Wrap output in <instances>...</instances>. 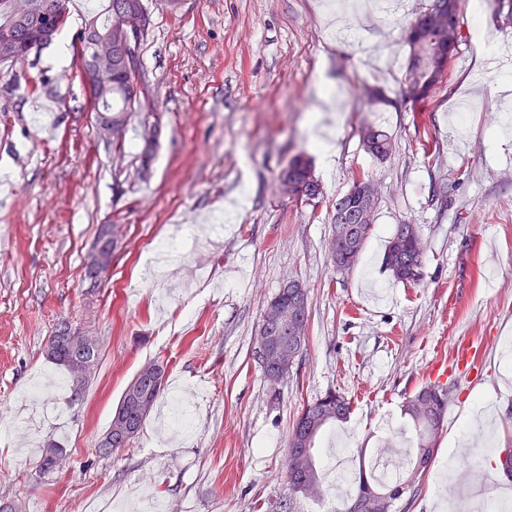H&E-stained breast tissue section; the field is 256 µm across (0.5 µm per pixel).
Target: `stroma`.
Segmentation results:
<instances>
[{"label":"stroma","instance_id":"1","mask_svg":"<svg viewBox=\"0 0 512 512\" xmlns=\"http://www.w3.org/2000/svg\"><path fill=\"white\" fill-rule=\"evenodd\" d=\"M143 0L151 24L135 109L117 139L99 134L76 61L47 51L0 65V499L24 512H88L109 499L136 512L142 489L167 512H343L344 493H292L288 435L326 391L347 422L319 438L325 481L355 479L389 436L415 440L403 407L423 385L448 389L437 458L406 512H475L450 495L452 449L468 481L512 448V114L490 77L477 26L512 44V0H484L445 83L413 109L400 80L404 30L431 0ZM345 41L331 43L336 29ZM382 89L384 101L364 91ZM333 135L331 169L314 158L323 198L284 197L278 175L312 151L310 122ZM369 121L393 140L387 159L361 143ZM156 130L143 162L142 133ZM379 188L374 230L347 272L331 265L332 204L357 172ZM112 227V271L98 288L84 263L98 225ZM425 247L418 283L382 267L395 225ZM309 295L306 345L278 389L256 358L267 303L283 282ZM90 327L101 363L79 401L65 386L37 417L40 442L66 450L39 475L15 424L30 388L55 367L43 347L60 322ZM167 365L162 404L179 386L203 393L184 435L147 420L129 446L97 443L126 385L149 361Z\"/></svg>","mask_w":512,"mask_h":512}]
</instances>
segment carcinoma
<instances>
[{
  "label": "carcinoma",
  "instance_id": "1",
  "mask_svg": "<svg viewBox=\"0 0 512 512\" xmlns=\"http://www.w3.org/2000/svg\"><path fill=\"white\" fill-rule=\"evenodd\" d=\"M51 4L47 9L50 18L57 22L59 32H64L69 18V0H46ZM446 0H433V5L423 13V19L431 26L430 35H440L448 39V44H459L463 39L461 15L466 0H452V11L448 14V27H442L436 17V5ZM42 27L33 19H25L21 25L18 39L19 51L25 56L37 54L45 42L40 40ZM431 58L429 49L424 48L419 54L408 53L401 80V94L404 100L413 105L427 102L429 92L445 82L447 72H438L434 85L426 83L430 74ZM138 70L127 72L120 69L112 77V106L130 112L135 101L126 93L131 84L137 83ZM376 140L365 144V148L377 160L385 159L392 150L391 137L381 129H375ZM292 175L293 188L291 193L301 194L308 199H319L323 196L321 185L309 181L308 173L313 169L311 158L304 152L293 156L288 161ZM370 179L364 172H359L353 179L350 189L336 197L332 204L334 209L355 210L357 207V185ZM373 231L372 225H366L365 239L348 252L344 258L342 271L353 269L362 256L367 239ZM421 237L416 225L398 224L388 240L383 255V265L392 278L402 283H417L422 276L421 263L414 260L420 254ZM113 241L105 239L102 230H97L92 245L90 260L103 258L102 267L92 271L85 267L84 276L90 280L104 275L110 267L109 255L112 253ZM100 343L98 337L86 328L74 329L67 333L55 328L45 344L44 356L51 363L63 368L69 378L72 400H77L82 390L91 382L100 364ZM167 366L159 360L151 361L141 367L133 379L127 384L120 400L112 412V419L103 439L106 447L98 448L104 455L109 449L124 448L143 430L147 419L159 404L165 391ZM437 385L421 387L407 402L404 415L412 422L416 432V446L412 457L391 479L384 480L375 474L374 469H360L355 494L351 497L346 512H356L358 503L369 494L378 493L375 512H393L395 504L409 494H414L416 487L425 477L435 461L438 453L436 434L442 430L448 411V394L437 395ZM350 414L349 402L339 393L329 391L316 400L307 403L298 414L289 433L286 453V474L290 490L294 493L316 494L325 493V482L319 464L316 440L330 425L347 420ZM64 448L56 441H48L43 445L41 453V469L53 471L62 460Z\"/></svg>",
  "mask_w": 512,
  "mask_h": 512
}]
</instances>
